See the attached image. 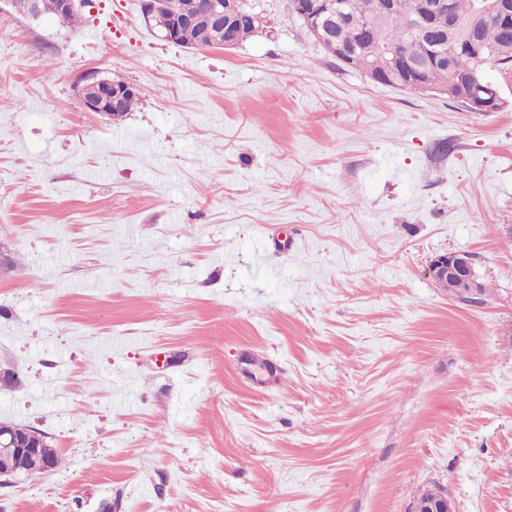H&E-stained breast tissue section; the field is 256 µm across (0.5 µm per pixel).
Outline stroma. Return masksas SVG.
I'll return each instance as SVG.
<instances>
[{
  "label": "stroma",
  "mask_w": 512,
  "mask_h": 512,
  "mask_svg": "<svg viewBox=\"0 0 512 512\" xmlns=\"http://www.w3.org/2000/svg\"><path fill=\"white\" fill-rule=\"evenodd\" d=\"M142 0H0V421L61 467L0 512H512L505 106L370 81L288 0L231 49ZM92 70L140 88L82 111ZM481 259L465 302L428 275ZM477 257L469 252H449L438 255L432 259L428 267V274L440 288L448 286V281H454L460 285L467 295H475L480 290L482 295L486 292V285L481 280L479 287V275L476 271Z\"/></svg>",
  "instance_id": "obj_1"
}]
</instances>
